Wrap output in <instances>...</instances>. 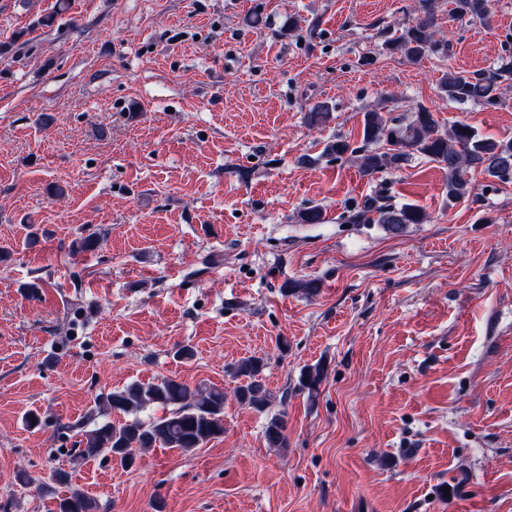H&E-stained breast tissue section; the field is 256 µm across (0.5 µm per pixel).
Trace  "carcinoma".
Segmentation results:
<instances>
[{
	"label": "carcinoma",
	"instance_id": "carcinoma-1",
	"mask_svg": "<svg viewBox=\"0 0 512 512\" xmlns=\"http://www.w3.org/2000/svg\"><path fill=\"white\" fill-rule=\"evenodd\" d=\"M420 15L404 32L390 42V50L418 60L429 54H442L448 45L436 39L435 12L432 0H421ZM459 18L487 21L491 17L490 0H455ZM512 78V60L493 73L449 71L440 84L441 92L457 104L474 103L485 108L500 104L498 87ZM332 107L326 102L311 106L304 115L310 127L330 121ZM362 145L352 146L350 139L338 135L325 144L324 152L341 159H353L359 173L369 179L377 174L398 170L415 156L437 163L445 171V191L448 204L471 195V170L481 169L487 177L502 183L512 180V138L481 137L474 128L458 122L442 131L432 112L419 106L408 120H398L377 110L363 113ZM357 218H367L398 235L411 224H424L428 216L411 204H379L368 198ZM320 284L314 279L285 284V291H301L312 296ZM264 361L258 357L240 359L233 374L247 382L234 391L236 401L258 411L269 405L272 393L263 381ZM302 384L312 393L319 390L323 378L320 366L310 367L302 374ZM224 390L210 386L191 387L181 380L162 378L156 382H132L106 396L109 409L127 419L119 424L103 421L94 427L80 429L77 460H94L110 456L121 467L130 468L136 458L152 448L178 449L191 452L224 434ZM148 409H160L162 414L142 419ZM285 416L268 419L265 438L269 446L286 445ZM96 504L81 490L69 489L58 498L55 512H95Z\"/></svg>",
	"mask_w": 512,
	"mask_h": 512
}]
</instances>
